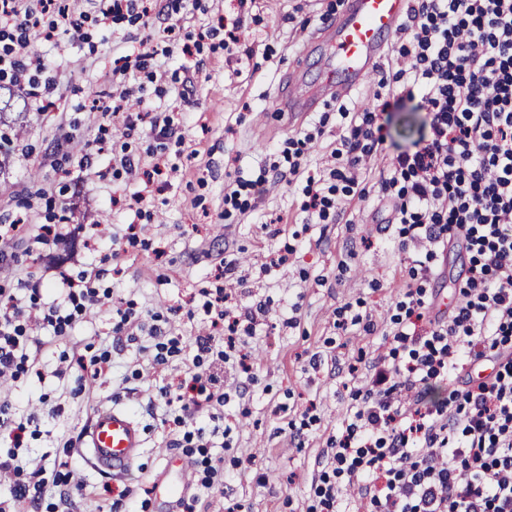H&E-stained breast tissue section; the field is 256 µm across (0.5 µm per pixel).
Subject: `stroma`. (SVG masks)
<instances>
[{
	"mask_svg": "<svg viewBox=\"0 0 512 512\" xmlns=\"http://www.w3.org/2000/svg\"><path fill=\"white\" fill-rule=\"evenodd\" d=\"M87 12L85 39L37 42L56 83L53 105H33L28 91L16 92L26 113L22 129L0 125V136L13 139L5 175L8 193L0 194V225L23 216L14 235L13 257L0 268V286L16 287L18 279L44 282L51 297L59 282L47 272L56 266L70 275L98 270L100 290L111 299L130 303L135 318L152 326L151 316L169 312L172 325L187 336L199 333V319L181 305L189 293L211 288L225 263L235 265L225 287L235 289L239 309L265 303L267 314L248 337L255 380L247 395L228 383L224 412L233 426L231 447L224 453V499L242 512H308L310 488L321 466L329 435L336 432L351 403L346 366L359 361L357 385L369 379L368 364L389 345L390 318L410 282L408 271L423 252L401 250L398 225H384L373 200H354L329 223L308 218L301 210V190L280 184L256 210L224 214V187L257 175L260 168L284 164L288 138L311 134L302 157L314 172L330 168V153L341 131L336 113L305 112L295 119L270 111L269 104L288 81L303 39L318 28L323 15H336L340 0H260L247 38L255 53L246 57L225 51L223 36L200 43L192 54H157L153 70L162 81L140 78L137 101L129 111L147 106L169 113L176 132L151 133L141 123L124 138L112 115L94 111L95 101L112 92L109 72L116 60L136 46L140 25H100V0H82ZM185 21L176 38L234 17L236 0H183ZM386 142L382 154L366 162V179L397 152L413 149L427 131V114L406 101L382 113ZM104 139L93 169L79 164L82 145ZM129 156L134 171L119 160ZM176 167L154 183L141 210L112 203L113 196L135 188L151 156ZM283 224H274L276 215ZM145 224L147 245H112L110 236L126 224ZM57 225L60 236L50 245L36 244L40 225ZM97 229L104 238L86 249L75 226ZM280 264H271L274 256ZM370 314L371 330L334 328L335 312ZM111 311L91 310L77 317L61 348L44 352L43 378L27 376L0 397L34 416L40 437L30 440L23 457L51 466L61 437L79 438L94 412L103 405L130 411L146 429L145 454L132 474L112 479L95 473L85 462L77 466L83 491L53 512H111L117 492L148 496L150 483L172 455L169 438L151 407L145 383L132 379L150 339L117 338ZM111 347L114 375L94 384L93 399L75 394L76 371L55 377L61 351ZM302 429L294 442V429Z\"/></svg>",
	"mask_w": 512,
	"mask_h": 512,
	"instance_id": "obj_1",
	"label": "stroma"
}]
</instances>
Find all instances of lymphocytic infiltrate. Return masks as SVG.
Here are the masks:
<instances>
[{"instance_id": "obj_1", "label": "lymphocytic infiltrate", "mask_w": 512, "mask_h": 512, "mask_svg": "<svg viewBox=\"0 0 512 512\" xmlns=\"http://www.w3.org/2000/svg\"><path fill=\"white\" fill-rule=\"evenodd\" d=\"M134 13L146 31L112 79L120 91L101 111H125L138 73L149 68L161 43H170L174 23L156 25L158 0H110L102 23ZM86 16L57 0H0V80L30 86L37 102L54 93L37 39L81 36ZM398 48L406 67L389 69L379 111H351L336 103L346 121L331 152L338 160L328 176L302 167L311 135L294 139L287 169L269 172L225 192L224 204L245 211L263 201L270 185L303 186V212L327 221L352 198H366L359 167L385 142L379 112L409 99L429 112L427 134L413 149L393 155L377 184L399 227L402 250L422 249L427 265L410 271L422 286L409 288L391 323L392 346L370 364V379L354 394L341 428L329 436L322 469L311 484L310 512H343L345 487L356 486L352 512H512V0H412ZM456 249L465 262L453 286L451 312L437 310L425 281L438 252ZM206 333L184 339L152 325L153 352L133 370L135 379L158 382L161 425L171 426L172 447L189 459L196 492L182 512L210 506L224 491L226 439L224 382L212 365L252 369L239 347V331L255 332L267 310L257 303L236 315L223 288L199 291ZM72 305L64 313V305ZM96 277L61 276L52 300L42 298L40 281L20 291L0 289V380L41 375L39 352L31 348L29 323L68 336L78 314L104 306ZM469 377H462V370ZM444 382L448 397L429 401L430 386ZM33 416L0 403V512L17 503L82 490L73 458L53 468L27 471L21 448L28 445Z\"/></svg>"}]
</instances>
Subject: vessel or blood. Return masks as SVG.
Segmentation results:
<instances>
[{
  "mask_svg": "<svg viewBox=\"0 0 512 512\" xmlns=\"http://www.w3.org/2000/svg\"><path fill=\"white\" fill-rule=\"evenodd\" d=\"M408 0H344L342 10L311 33L304 49L326 48L317 84L292 82L287 95L270 105L274 112H313L325 99L344 96L364 85L377 72L386 49L402 24ZM79 453L93 470L120 479L129 475L144 454L140 423L120 407H104L93 414L83 432ZM192 489V471L182 457L167 458L163 472L153 482L156 512L186 498Z\"/></svg>",
  "mask_w": 512,
  "mask_h": 512,
  "instance_id": "vessel-or-blood-1",
  "label": "vessel or blood"
}]
</instances>
